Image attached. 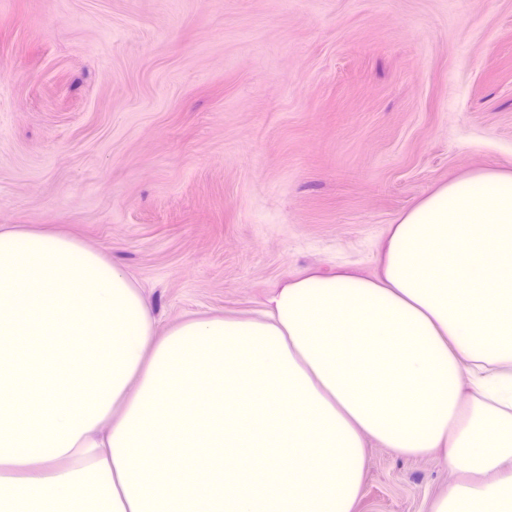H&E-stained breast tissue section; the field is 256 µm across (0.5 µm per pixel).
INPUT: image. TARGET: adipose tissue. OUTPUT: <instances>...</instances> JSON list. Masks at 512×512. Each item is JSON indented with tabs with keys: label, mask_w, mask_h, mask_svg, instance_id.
Instances as JSON below:
<instances>
[{
	"label": "adipose tissue",
	"mask_w": 512,
	"mask_h": 512,
	"mask_svg": "<svg viewBox=\"0 0 512 512\" xmlns=\"http://www.w3.org/2000/svg\"><path fill=\"white\" fill-rule=\"evenodd\" d=\"M371 443L444 454L429 512H512V173L402 213L376 275L163 331L103 253L0 226V512H354Z\"/></svg>",
	"instance_id": "adipose-tissue-1"
}]
</instances>
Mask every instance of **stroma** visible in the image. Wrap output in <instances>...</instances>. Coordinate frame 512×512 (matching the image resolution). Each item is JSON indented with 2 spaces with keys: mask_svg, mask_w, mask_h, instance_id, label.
I'll list each match as a JSON object with an SVG mask.
<instances>
[{
  "mask_svg": "<svg viewBox=\"0 0 512 512\" xmlns=\"http://www.w3.org/2000/svg\"><path fill=\"white\" fill-rule=\"evenodd\" d=\"M485 167L512 172V0H0V225L106 254L159 329L375 274L390 224ZM450 479L369 446L355 512Z\"/></svg>",
  "mask_w": 512,
  "mask_h": 512,
  "instance_id": "obj_1",
  "label": "stroma"
}]
</instances>
